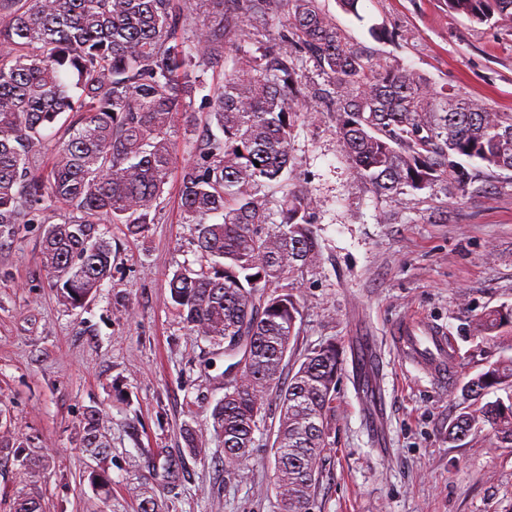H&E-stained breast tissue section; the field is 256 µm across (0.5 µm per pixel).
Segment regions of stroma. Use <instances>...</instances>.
Instances as JSON below:
<instances>
[{
	"label": "stroma",
	"mask_w": 512,
	"mask_h": 512,
	"mask_svg": "<svg viewBox=\"0 0 512 512\" xmlns=\"http://www.w3.org/2000/svg\"><path fill=\"white\" fill-rule=\"evenodd\" d=\"M355 48L384 66L415 70L435 89L512 112V27L450 13L447 0H319ZM392 31L378 40L371 27ZM315 120L291 142L293 181L311 192L322 255L294 292L298 336L285 358L336 344L345 361L328 415L314 512H512V448L489 426L448 441V426L474 410L462 386L512 356V324L497 337L476 321L512 307V171L472 160L480 194L373 196L343 155L333 114L316 99ZM41 224L0 240V512L21 500L42 512H139L151 487L163 512H281L273 443L279 399L269 390L248 459L224 465L212 411L224 397V348L192 335L168 283L194 266V227L180 220L176 183L160 219L138 236L99 230L112 270L89 301L63 302L40 263ZM418 316L453 340L455 371L433 381L390 346L393 325ZM372 338L383 372L381 422L359 386L356 351ZM109 450L83 446L90 414Z\"/></svg>",
	"instance_id": "stroma-1"
}]
</instances>
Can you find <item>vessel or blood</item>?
<instances>
[{"mask_svg": "<svg viewBox=\"0 0 512 512\" xmlns=\"http://www.w3.org/2000/svg\"><path fill=\"white\" fill-rule=\"evenodd\" d=\"M393 343L404 362L425 370L444 383L454 372L453 348L444 329L416 320L398 325Z\"/></svg>", "mask_w": 512, "mask_h": 512, "instance_id": "obj_1", "label": "vessel or blood"}]
</instances>
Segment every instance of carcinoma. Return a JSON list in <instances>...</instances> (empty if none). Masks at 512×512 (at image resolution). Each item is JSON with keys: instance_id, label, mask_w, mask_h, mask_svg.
I'll use <instances>...</instances> for the list:
<instances>
[{"instance_id": "cac0c4a2", "label": "carcinoma", "mask_w": 512, "mask_h": 512, "mask_svg": "<svg viewBox=\"0 0 512 512\" xmlns=\"http://www.w3.org/2000/svg\"><path fill=\"white\" fill-rule=\"evenodd\" d=\"M448 10L512 26V0H448ZM283 11L289 24L268 33V20ZM298 54L329 79L341 150L371 192L414 196L441 185L466 196L475 179L461 158L512 171V112L372 63L319 0H0V238L45 223L56 204L68 210L47 228L40 262L73 305L111 272L112 244L99 225L124 224L137 235L154 223L177 152L171 128L179 115L194 124L195 95L210 88L201 106L218 133L194 141L177 175L198 268L174 274L169 288L192 334L248 347L212 412L231 467L249 456L266 393L296 337L299 304L280 281L295 280L321 252L312 195L292 182L295 128L317 117L303 111ZM225 59L233 70L207 86V72ZM64 113L67 139L44 171L34 148ZM268 188L282 191L275 212ZM505 324L512 308L490 311L477 326L490 336ZM342 364L336 345L312 349L280 389L282 512L311 510ZM502 385L512 387V357L469 379L463 392L478 401ZM478 423L492 427L498 447L512 448V398L462 412L448 442L464 441ZM84 447L97 455L109 448L93 414Z\"/></svg>"}]
</instances>
